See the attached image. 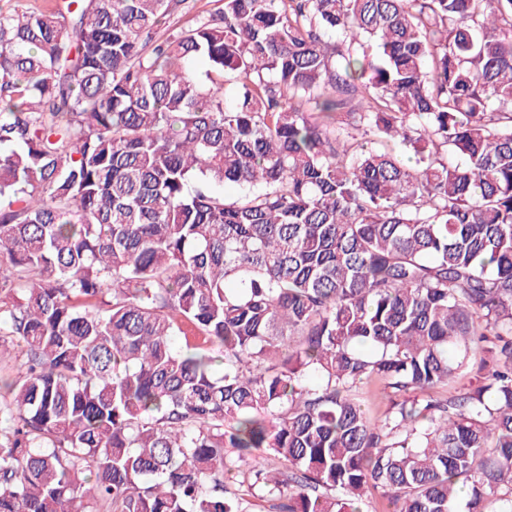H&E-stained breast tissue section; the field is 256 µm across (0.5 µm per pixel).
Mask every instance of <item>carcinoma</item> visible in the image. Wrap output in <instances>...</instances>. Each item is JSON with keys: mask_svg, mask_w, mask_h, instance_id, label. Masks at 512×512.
Listing matches in <instances>:
<instances>
[{"mask_svg": "<svg viewBox=\"0 0 512 512\" xmlns=\"http://www.w3.org/2000/svg\"><path fill=\"white\" fill-rule=\"evenodd\" d=\"M183 2L0 11V512H512V0ZM184 6L181 12L170 18L169 23L161 27L160 36H166L172 29L189 26L197 15L214 12L223 7V3L219 0H187ZM383 388L380 381L369 380L358 384L353 389V394L371 418L381 416L389 406L388 397Z\"/></svg>", "mask_w": 512, "mask_h": 512, "instance_id": "1", "label": "carcinoma"}]
</instances>
